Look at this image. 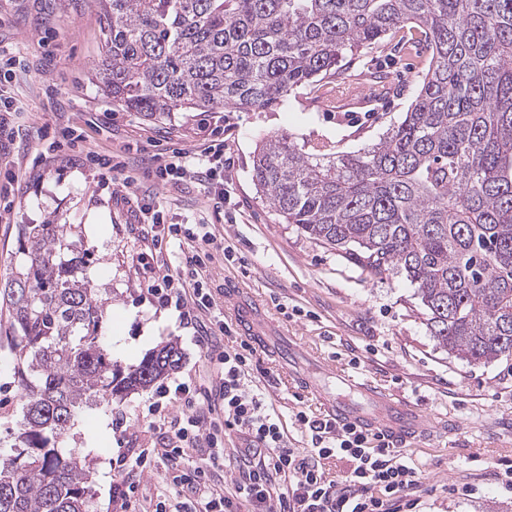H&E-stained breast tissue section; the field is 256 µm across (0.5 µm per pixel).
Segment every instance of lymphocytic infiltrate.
Here are the masks:
<instances>
[{
  "instance_id": "lymphocytic-infiltrate-1",
  "label": "lymphocytic infiltrate",
  "mask_w": 512,
  "mask_h": 512,
  "mask_svg": "<svg viewBox=\"0 0 512 512\" xmlns=\"http://www.w3.org/2000/svg\"><path fill=\"white\" fill-rule=\"evenodd\" d=\"M223 160L219 141L197 154L176 148L167 156L152 155L146 174L155 184L188 180L202 186L209 206L220 213L225 190L218 168ZM122 186L136 217L150 218L156 242L191 241L200 250L218 246L202 225L165 223L155 209L153 192L142 190L138 180L125 178ZM200 264L199 253L184 257L148 287L158 305L178 311L186 328L206 343L212 371L210 387L182 383L171 397L187 414L163 423L161 458L173 490L167 512H413L411 492L421 485L422 474L389 437L300 410L295 418L311 446L303 454L289 448L264 387L249 381L252 345L214 340L215 335L230 338L234 332L207 281L200 279ZM228 429L243 437L244 447H225ZM331 458L346 460L349 470L327 477L321 463ZM230 470L239 471L241 478L228 486L222 477Z\"/></svg>"
}]
</instances>
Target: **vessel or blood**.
Instances as JSON below:
<instances>
[{
    "instance_id": "1",
    "label": "vessel or blood",
    "mask_w": 512,
    "mask_h": 512,
    "mask_svg": "<svg viewBox=\"0 0 512 512\" xmlns=\"http://www.w3.org/2000/svg\"><path fill=\"white\" fill-rule=\"evenodd\" d=\"M224 303L229 307L239 330L251 337L257 346H267L268 335L261 323L260 304L243 298L235 283L227 284ZM341 382L349 390L364 395L367 402L362 405L328 391L321 392L320 398L325 410L337 423L354 424L369 432L390 436L402 444L416 441L427 431L426 419L413 406L351 377H342Z\"/></svg>"
}]
</instances>
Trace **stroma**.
<instances>
[{"label": "stroma", "mask_w": 512, "mask_h": 512, "mask_svg": "<svg viewBox=\"0 0 512 512\" xmlns=\"http://www.w3.org/2000/svg\"><path fill=\"white\" fill-rule=\"evenodd\" d=\"M0 49L15 61V76L4 87L21 135L14 152L0 156V175L50 151L48 141L37 137L40 129L67 125L79 134L74 146L50 151L53 161L15 185L14 215L10 223H0V286L23 260L17 251L19 225H73L72 249L86 258L81 274L105 302L101 343L113 364L131 370L172 340L182 352L179 368L155 386L84 407L58 439V448L93 469L90 512H153L170 496L158 464L143 473L125 504L110 501L112 486L125 476L121 459L158 445L142 418L151 398L182 382L207 384L211 374L191 331L179 326L174 313L145 300L134 264L153 250V234L114 192L125 176L143 177L144 158L176 147L198 151L215 139L224 142L222 176L230 193L223 213H214L203 189L189 181L160 184L154 191L165 222L208 225L233 249L234 260L217 250L206 262L216 300L224 298L225 281L239 282L265 305L270 319L316 355L438 422L432 435L407 448L411 465L423 475L418 512H512V491L499 483L512 465V357L473 365L448 356L430 335L416 289L405 276L362 274L296 225L282 223L252 180L254 150L274 133L300 144L327 138L340 152L377 143L412 103L422 58L400 51L389 36L383 52L354 60L338 78L297 90L286 107L205 116L178 112L154 122L112 106L98 87L94 72L103 49L94 0H0ZM378 67L388 72L392 90L372 111L370 75ZM88 148L127 154L128 164L113 172L109 184H98L78 159ZM284 305L294 308V315L282 314ZM252 374L288 422L289 447L304 450L308 439L290 419L300 406L325 417L320 399L312 393L296 399L287 372L266 350L255 353ZM21 416L13 356L5 347L0 349V449H10ZM450 421L456 425L452 433L446 428Z\"/></svg>", "instance_id": "stroma-1"}]
</instances>
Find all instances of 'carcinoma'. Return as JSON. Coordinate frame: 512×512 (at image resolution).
<instances>
[{
	"label": "carcinoma",
	"instance_id": "carcinoma-1",
	"mask_svg": "<svg viewBox=\"0 0 512 512\" xmlns=\"http://www.w3.org/2000/svg\"><path fill=\"white\" fill-rule=\"evenodd\" d=\"M112 103L174 112L288 104L346 55L401 39L427 53L414 102L378 143L270 135L253 157L276 215L368 276L405 275L427 329L469 364L512 356V0H96ZM64 224H22L26 263L0 288V345L23 417L0 453V512H88L90 466L55 446L75 412L179 366L167 343L128 373L99 345L105 302L76 276Z\"/></svg>",
	"mask_w": 512,
	"mask_h": 512
}]
</instances>
